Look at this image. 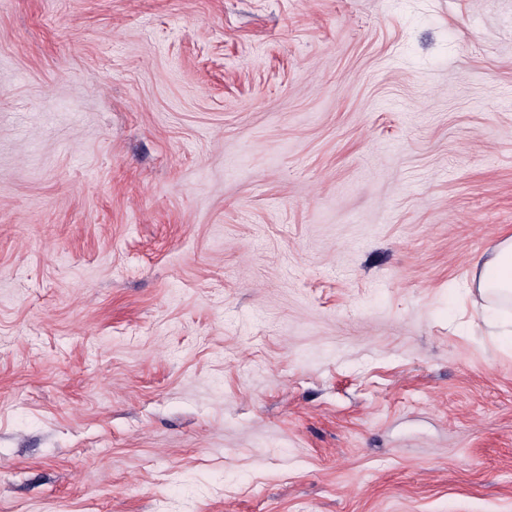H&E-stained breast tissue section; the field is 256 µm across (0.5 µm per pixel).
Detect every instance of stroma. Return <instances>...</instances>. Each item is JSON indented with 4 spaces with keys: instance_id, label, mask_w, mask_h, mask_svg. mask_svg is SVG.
I'll list each match as a JSON object with an SVG mask.
<instances>
[{
    "instance_id": "obj_1",
    "label": "stroma",
    "mask_w": 512,
    "mask_h": 512,
    "mask_svg": "<svg viewBox=\"0 0 512 512\" xmlns=\"http://www.w3.org/2000/svg\"><path fill=\"white\" fill-rule=\"evenodd\" d=\"M512 0H0V512H512ZM477 271V288L481 295L512 297V236L499 241L493 256L474 260Z\"/></svg>"
}]
</instances>
